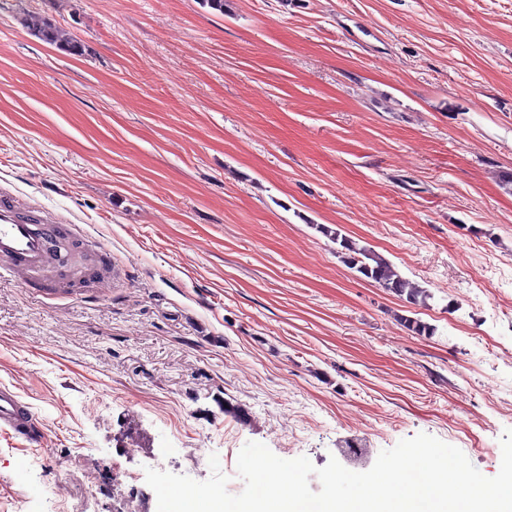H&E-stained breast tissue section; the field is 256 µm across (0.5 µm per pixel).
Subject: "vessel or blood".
Listing matches in <instances>:
<instances>
[{
    "instance_id": "b4317fda",
    "label": "vessel or blood",
    "mask_w": 512,
    "mask_h": 512,
    "mask_svg": "<svg viewBox=\"0 0 512 512\" xmlns=\"http://www.w3.org/2000/svg\"><path fill=\"white\" fill-rule=\"evenodd\" d=\"M19 206L10 190L0 189V267L5 271L32 279L52 268L66 279L71 269L56 251L58 240H68L75 250L99 248V240L83 225H61L56 217L43 211L34 216L24 215ZM0 432L21 439L31 448L42 443L39 420L12 385H0Z\"/></svg>"
}]
</instances>
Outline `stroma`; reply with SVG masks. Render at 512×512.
<instances>
[{
    "instance_id": "35a3bbf8",
    "label": "stroma",
    "mask_w": 512,
    "mask_h": 512,
    "mask_svg": "<svg viewBox=\"0 0 512 512\" xmlns=\"http://www.w3.org/2000/svg\"><path fill=\"white\" fill-rule=\"evenodd\" d=\"M511 172L512 0H0V186L112 252L108 287L0 276V383L45 433L0 434V512H147L155 457L233 478L250 442L320 468L425 433L495 476ZM38 37L46 43L55 44L69 54H82L83 46L74 39L63 38L57 27L51 22H44L37 31ZM317 230L338 244L336 254L351 270L359 274L362 279L376 283L387 293L397 297H404L405 301L413 306L426 304L429 294L424 288H416L409 284L381 254L359 245L354 240L342 236L339 230L326 225H318Z\"/></svg>"
}]
</instances>
